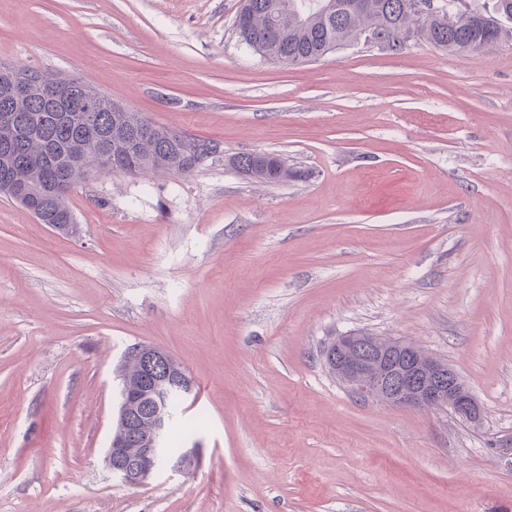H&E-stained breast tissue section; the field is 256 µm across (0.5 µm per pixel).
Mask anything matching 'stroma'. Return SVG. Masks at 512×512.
Wrapping results in <instances>:
<instances>
[{"label":"stroma","mask_w":512,"mask_h":512,"mask_svg":"<svg viewBox=\"0 0 512 512\" xmlns=\"http://www.w3.org/2000/svg\"><path fill=\"white\" fill-rule=\"evenodd\" d=\"M239 0H0V64L75 75L219 143L191 173L76 186L66 235L0 195V512H512V42L365 41L296 65ZM275 153L260 183L227 156ZM351 331L454 369L482 408L365 401L323 352ZM195 378L190 466L104 458L124 352ZM258 155L259 154L254 153H242L231 157L235 159V161L239 162V164H244L248 167L254 166V172L247 173L234 169L247 177L252 176L253 173L254 175L252 179L266 183H281L290 179H300L303 176V172L301 170L288 167L285 160H283L279 155L273 153L261 154L266 156V165L260 167ZM281 167L284 169V173L282 175L278 172Z\"/></svg>","instance_id":"obj_1"}]
</instances>
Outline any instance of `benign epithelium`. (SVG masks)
<instances>
[{
    "label": "benign epithelium",
    "mask_w": 512,
    "mask_h": 512,
    "mask_svg": "<svg viewBox=\"0 0 512 512\" xmlns=\"http://www.w3.org/2000/svg\"><path fill=\"white\" fill-rule=\"evenodd\" d=\"M32 90L29 78L9 69L0 79V92L20 104ZM81 96L85 111L98 109L106 94L85 86ZM113 139L133 146L138 139L155 133L152 123L117 102L112 103ZM220 153V148L197 143L191 150L167 161L173 173L181 174L200 161ZM129 173L122 157L110 152L82 163L74 177L84 182L103 172ZM323 357L336 378L354 394L367 401L395 408L424 410L446 407L463 420L477 423L481 408L465 383L445 362L421 350L412 342L394 341L365 332H350L336 337L324 350ZM123 362L139 363L143 379L133 384L119 377L118 407L112 441L105 462L113 475L124 483L140 485L154 473L156 459L165 447L166 436L173 416L158 394L175 391L189 398L195 390L193 376L167 351L151 346L136 345L124 355ZM154 403L150 434L144 436L135 454L126 450L128 433L134 430L132 410L142 401Z\"/></svg>",
    "instance_id": "1"
}]
</instances>
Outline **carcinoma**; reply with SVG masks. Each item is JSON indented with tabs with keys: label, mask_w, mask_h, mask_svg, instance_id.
Segmentation results:
<instances>
[{
	"label": "carcinoma",
	"mask_w": 512,
	"mask_h": 512,
	"mask_svg": "<svg viewBox=\"0 0 512 512\" xmlns=\"http://www.w3.org/2000/svg\"><path fill=\"white\" fill-rule=\"evenodd\" d=\"M328 8L316 6L317 0H250L249 9L235 19L240 40L261 58L293 64L315 61L325 54L371 36L385 41L383 48L397 50L407 37L423 38L431 45L451 53L489 50L502 42H512V0H495L488 13L464 10L456 20L438 6L417 21L412 3L416 0H323ZM35 90L27 104L19 109L0 98V113L14 114L16 132L0 131V148L10 145L17 166L10 177L34 179L44 192L31 198L28 206L63 218L71 212L68 197L76 184L70 181L78 157L72 144L82 137L84 108L76 96L84 82L69 76L67 81L51 74L26 71ZM161 139L143 143L141 152L130 160L133 173L164 168L166 155L180 147V132L160 127ZM235 161L254 168L253 178L266 183L300 179L303 172L289 167L280 156L269 153L266 165L259 166L258 155L242 153ZM184 432L176 424L168 429L165 453L157 462L172 459L182 447Z\"/></svg>",
	"instance_id": "cac0c4a2"
}]
</instances>
